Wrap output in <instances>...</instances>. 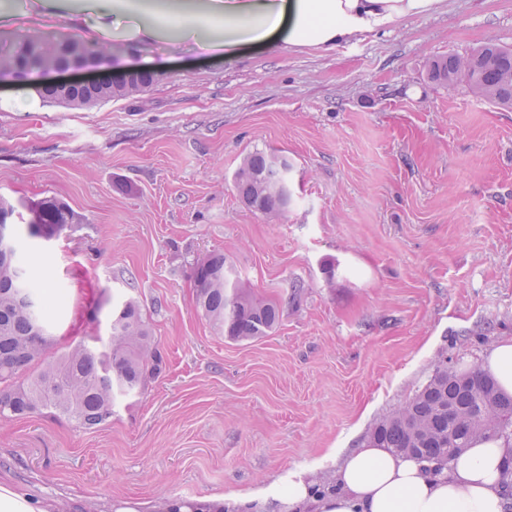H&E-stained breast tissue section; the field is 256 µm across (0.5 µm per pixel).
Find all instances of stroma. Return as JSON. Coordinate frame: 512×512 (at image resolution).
Masks as SVG:
<instances>
[{
	"mask_svg": "<svg viewBox=\"0 0 512 512\" xmlns=\"http://www.w3.org/2000/svg\"><path fill=\"white\" fill-rule=\"evenodd\" d=\"M203 0H120L155 39L147 91L91 109L0 81V196L54 197L77 216L36 242L66 302L51 355L104 336L140 302L168 366L92 430L46 414L0 421V475L66 512L133 498L246 491L354 448L435 365L465 370L512 336V109L426 77L437 56L512 46V0H444L431 15L324 52L283 43L205 56L179 29ZM83 0H0V25L81 44ZM288 156L292 194L271 220L233 184L254 150ZM220 251L282 307L255 341L197 311L190 272ZM334 264L335 277L323 267Z\"/></svg>",
	"mask_w": 512,
	"mask_h": 512,
	"instance_id": "obj_1",
	"label": "stroma"
}]
</instances>
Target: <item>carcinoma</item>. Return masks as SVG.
I'll return each instance as SVG.
<instances>
[{"mask_svg":"<svg viewBox=\"0 0 512 512\" xmlns=\"http://www.w3.org/2000/svg\"><path fill=\"white\" fill-rule=\"evenodd\" d=\"M103 52L102 47L74 41L25 38L0 51V76L54 69ZM427 77L448 85L462 81L481 99L512 108V47L487 44L467 56L432 59ZM155 82V74L140 71L129 80L103 77L96 89L67 99L46 85L37 87V93L43 99L93 107L142 93ZM289 169L288 158L275 152L257 149L247 154L234 177L240 199L255 212L279 218L290 202ZM34 209L43 211L40 220H26V211ZM72 223V210L55 199L26 205L0 197V226L15 240L23 235L49 241ZM191 278L198 311L226 338L255 340L279 324L280 304L254 297L224 254L198 261ZM42 283L34 278L31 256L21 246L0 256V420L40 412L94 429L112 418L118 399L142 392L162 373V353L140 305L127 299L112 306L108 340L92 336L36 368L52 340L50 306L62 303V296L40 291ZM449 404L456 410L451 421L448 413L439 412ZM511 428L512 395L502 392L480 367L459 372L444 361L404 406L371 429L369 438L381 448L433 464L438 471L474 438L507 436Z\"/></svg>","mask_w":512,"mask_h":512,"instance_id":"1","label":"carcinoma"}]
</instances>
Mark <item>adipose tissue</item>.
I'll return each instance as SVG.
<instances>
[{
  "instance_id": "1",
  "label": "adipose tissue",
  "mask_w": 512,
  "mask_h": 512,
  "mask_svg": "<svg viewBox=\"0 0 512 512\" xmlns=\"http://www.w3.org/2000/svg\"><path fill=\"white\" fill-rule=\"evenodd\" d=\"M442 0H207L208 18L223 20L224 35L204 39L197 26L181 30L213 55H232L245 43L279 38L297 47L332 48L361 35L388 29L407 19L437 12ZM88 16L112 15L103 38L121 29L124 38L151 35L134 12L111 13L110 0H85ZM338 461L334 486L317 492L304 472L272 479L257 491H230L185 500L168 497L157 512H504L512 474V442L501 436L472 441L441 472L415 458L364 439L355 448L333 451Z\"/></svg>"
}]
</instances>
